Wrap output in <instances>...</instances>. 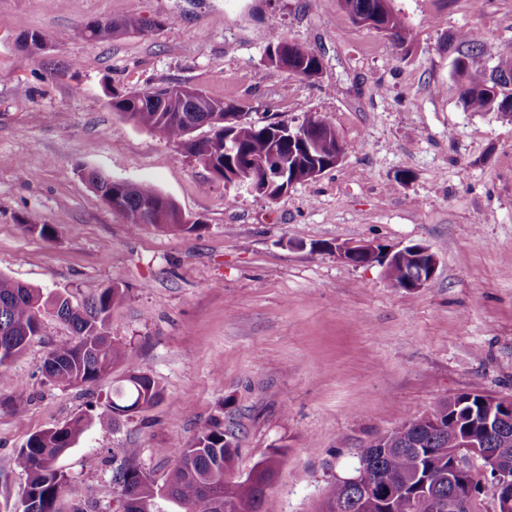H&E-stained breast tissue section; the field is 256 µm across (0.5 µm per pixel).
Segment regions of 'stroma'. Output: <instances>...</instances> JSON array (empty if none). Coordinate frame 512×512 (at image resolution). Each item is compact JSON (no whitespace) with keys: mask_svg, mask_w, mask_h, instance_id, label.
<instances>
[{"mask_svg":"<svg viewBox=\"0 0 512 512\" xmlns=\"http://www.w3.org/2000/svg\"><path fill=\"white\" fill-rule=\"evenodd\" d=\"M391 5L409 50L336 0H0V275L76 305L123 288L108 334L164 390L115 419L105 396L124 366L95 386L48 381L43 361L71 330L47 318L0 373V398L24 400L0 407V512L24 497L14 458L28 437L79 414L88 427L57 462L60 512H122L120 464L164 483L174 445L214 422L234 428L240 473L284 450L278 512H323L377 436L459 392L512 400V119L466 110L451 75L469 30L489 45L476 68L512 56V0ZM126 15L162 26L81 34ZM34 31L48 48L27 59ZM276 32L322 58L318 78L268 61ZM167 85L203 88L261 126L323 116L351 150L279 199L248 193L107 105L109 91ZM89 171L152 184L202 231H130ZM359 241L429 245L435 275L405 290L379 265L337 260L333 245Z\"/></svg>","mask_w":512,"mask_h":512,"instance_id":"35a3bbf8","label":"stroma"}]
</instances>
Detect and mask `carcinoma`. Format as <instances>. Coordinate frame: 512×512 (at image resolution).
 Wrapping results in <instances>:
<instances>
[{"label":"carcinoma","instance_id":"obj_1","mask_svg":"<svg viewBox=\"0 0 512 512\" xmlns=\"http://www.w3.org/2000/svg\"><path fill=\"white\" fill-rule=\"evenodd\" d=\"M350 18L380 10L384 27L376 31L390 32L400 47L412 39L411 31L388 0H337ZM122 33L142 32L151 26H160L154 20L141 17L120 19ZM83 35L97 42L109 41L119 35L108 21L94 20L83 29ZM282 46L277 66L292 73L312 78L319 72L321 61L302 43L272 37V46ZM487 50L479 35L464 34L455 47L452 76L461 84V99L471 112H497L512 118V80L502 79L506 70L512 72V61L501 60L490 71L473 68V58ZM200 98L184 101L176 90L157 87L128 92H112L108 105L112 111L148 128L163 139L178 145L190 139L191 131L181 116L189 113L205 117L215 110L224 113L228 121L223 131L232 134L237 149L226 155L219 153L213 167L216 170L235 167L252 172L258 189H264L261 163L273 151L288 149L299 172L323 166V155L309 153L305 141L279 136L271 125L256 127L238 120L239 108L199 91ZM301 127L314 141L325 139L324 132L332 124L321 117L306 119ZM145 200L159 203L152 225L185 233H198L204 226L182 220V212L169 197L153 185L140 183L128 189L121 215L126 224L137 230L147 224L141 206ZM428 258L407 252L395 262L393 276L402 288H409V280L428 272ZM123 300V293L115 287L103 289L98 296L82 306H74L61 293L43 292L0 275V348H10L19 357L28 344L44 334V318L52 316L70 326L71 338L56 344L48 353L43 369L45 377L58 384L78 386L102 380L113 366H125V374L113 382L106 396V406L113 413L142 412L159 403L162 389L137 363L125 344L116 342L107 334L106 326L114 306ZM492 397L479 392L457 394L430 414L415 417L369 442L363 449L367 459H359L354 468L356 479H337L329 496L325 512H332L338 504L341 512H426L420 498L430 494L439 501L462 490L458 476L448 478V442L452 437L468 436L479 448H494V440L483 435V414L487 413ZM87 421L77 416L52 428L29 436L15 456V465L25 476L27 490L35 512H59L57 503L68 486L67 475L57 466L58 459L75 446L83 434ZM283 452L276 448L259 461L254 479H240L238 448L232 430L217 423L203 427L188 445H177L173 451V467L162 485L151 481L138 468L123 464L116 480L121 494H133L156 512L153 504L161 489L170 493L183 512H214L206 486L214 479L224 482V499L228 512H276L269 492L268 480L277 471Z\"/></svg>","mask_w":512,"mask_h":512}]
</instances>
